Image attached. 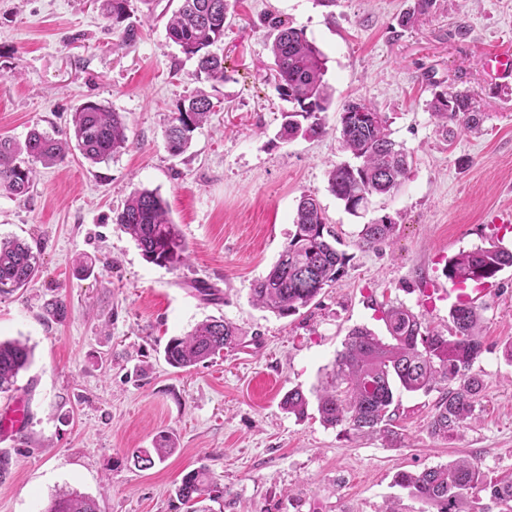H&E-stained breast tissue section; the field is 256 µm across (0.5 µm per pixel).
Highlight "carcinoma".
I'll return each instance as SVG.
<instances>
[{"label":"carcinoma","mask_w":512,"mask_h":512,"mask_svg":"<svg viewBox=\"0 0 512 512\" xmlns=\"http://www.w3.org/2000/svg\"><path fill=\"white\" fill-rule=\"evenodd\" d=\"M99 2L112 20V28L122 30V44L135 45L138 28L130 22V0ZM435 2L415 0L400 25H413L418 17L432 11ZM229 8L230 0H179L167 19L168 39L196 61L199 80L224 82V58L212 53L210 47L224 38ZM268 24L276 31L270 45L275 90L286 103L281 109L279 138L288 142L298 136H320L326 132L323 113L332 98L324 80L322 53L303 30L276 17ZM427 106L445 139L454 134L450 123L464 131H478L485 120L467 91H436ZM368 109L369 117L343 106L340 139L356 163L342 162L328 172L330 191L353 215L358 213L362 199L397 191L409 172L408 154L391 138L386 114L371 105ZM215 111L212 96L202 90L180 99L166 129L171 155L183 154L194 132L207 124ZM126 130L121 113L87 101L74 112L69 134L63 139L36 129L22 144L0 137V190L13 196L28 194L36 178L34 164L49 167L63 161L72 142L90 163L105 162L126 147ZM113 223L137 244L148 261L176 268L187 260L183 237L156 192H133ZM293 225L288 246L269 273L250 288L253 304L279 317L295 315L308 307L324 288L342 278L347 265V257L336 248L338 238L316 197L300 198ZM394 232L395 225L381 219L363 225L359 237L363 246L374 249L388 243ZM511 266L512 251L492 242L448 258L444 275L454 285L484 283ZM40 268V251L20 239L0 238V295L28 286L39 276ZM449 318L453 331L448 337L430 329L418 314L399 304L382 311L387 337L380 338L366 327L351 329L326 383L316 390L320 422L331 428L341 426L356 435H380L395 444L399 441L393 429L397 392L437 391L440 397L428 424L431 435L446 439L460 430L473 416L485 387L481 375L473 370L484 350L483 314L480 307L460 302L450 309ZM237 336L238 329L231 323L210 318L186 335L171 338L164 348L165 359L176 369H189L235 345ZM31 356L32 349L18 339L0 341V393L12 390ZM281 405L302 419L307 416L309 399L295 388L284 395ZM173 448L171 436L163 434L154 452H135L134 463L148 469L154 465L153 457L162 460ZM395 484L419 498L427 506L425 512H475L470 496L478 488L489 492L494 503L512 505V480H489L478 464L467 459L420 472L401 471L395 476ZM176 495L187 512H198L196 505L202 498L224 499V492L201 467L181 477ZM43 512H97V504L71 489L52 498Z\"/></svg>","instance_id":"carcinoma-1"}]
</instances>
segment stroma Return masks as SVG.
Returning <instances> with one entry per match:
<instances>
[{
  "label": "stroma",
  "mask_w": 512,
  "mask_h": 512,
  "mask_svg": "<svg viewBox=\"0 0 512 512\" xmlns=\"http://www.w3.org/2000/svg\"><path fill=\"white\" fill-rule=\"evenodd\" d=\"M224 39L226 79L212 88L221 109L172 156L165 130L178 100L198 86L195 62L166 35L172 0H131L134 46L95 0H0V135L24 140L39 128L69 129L95 101L123 113L127 147L92 164L78 150L39 167L29 194L0 191V238L38 246L42 272L0 295V340L33 349L0 415L22 401L25 428L0 437L11 465L0 479V512H43L60 490L92 497L98 512H186L175 494L183 474L206 467L224 487V512H421L393 483L465 458L489 479L512 480V267L482 289L453 291L448 258L498 239L512 248V85H492L481 58L512 42V0H436L404 28L414 0H233ZM302 29L325 57L332 99L326 132L282 142L281 102L270 74L274 31L265 14ZM439 87L469 91L486 115L478 133L444 141L427 103ZM361 101L385 112L392 137L411 153L408 176L361 216L331 193L327 171L348 161L342 107ZM158 191L189 259L180 268L147 261L112 218L137 189ZM316 196L348 258L345 275L307 308L279 317L252 303L288 245L302 195ZM389 217L397 231L381 249L359 244L364 224ZM91 256V274L79 262ZM206 283L218 298L205 301ZM480 306L484 351L474 369L485 388L475 416L453 436L433 437L437 393L401 392L394 425L400 447L296 419L286 392L319 385L348 332L385 335L380 310L404 304L449 332L459 295ZM63 300L57 319L46 305ZM221 318L238 344L187 371L164 358L170 338ZM176 451L147 470L131 455L159 435Z\"/></svg>",
  "instance_id": "1"
}]
</instances>
